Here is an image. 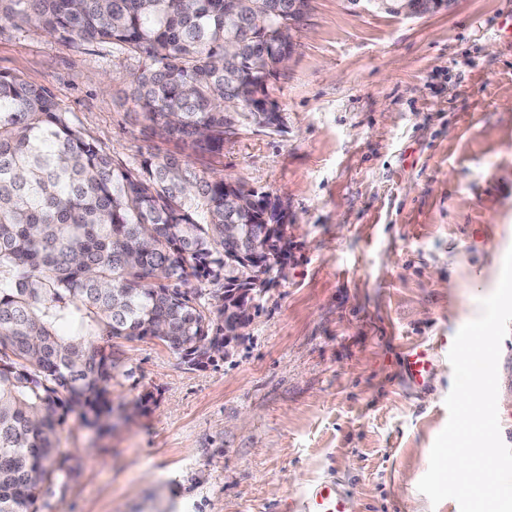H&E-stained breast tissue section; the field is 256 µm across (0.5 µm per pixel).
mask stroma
Wrapping results in <instances>:
<instances>
[{"label": "stroma", "instance_id": "stroma-1", "mask_svg": "<svg viewBox=\"0 0 512 512\" xmlns=\"http://www.w3.org/2000/svg\"><path fill=\"white\" fill-rule=\"evenodd\" d=\"M129 61L0 22V71L49 87L84 135L133 159L173 143L125 103ZM275 97L281 131L242 128L197 160L288 206V275L233 354L204 369L117 340L109 426L70 413L77 476L43 512H300L334 480L354 512H460L418 489L445 427L457 331L512 249V0L416 18L311 0ZM437 346L418 389L401 352ZM512 447V333L498 366Z\"/></svg>", "mask_w": 512, "mask_h": 512}]
</instances>
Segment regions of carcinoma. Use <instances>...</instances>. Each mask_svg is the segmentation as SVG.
I'll return each instance as SVG.
<instances>
[{"label":"carcinoma","instance_id":"cac0c4a2","mask_svg":"<svg viewBox=\"0 0 512 512\" xmlns=\"http://www.w3.org/2000/svg\"><path fill=\"white\" fill-rule=\"evenodd\" d=\"M309 0H0V21L71 44L110 43L137 118L190 150L124 160L88 139L52 91L0 72V512H39L72 477L57 430L80 412L105 425L112 380L132 371L117 339H156L195 367L222 358L224 274L243 235L280 224L274 198L191 157L224 154L260 127L268 78L297 43L276 35ZM205 280L206 288L194 283Z\"/></svg>","mask_w":512,"mask_h":512}]
</instances>
